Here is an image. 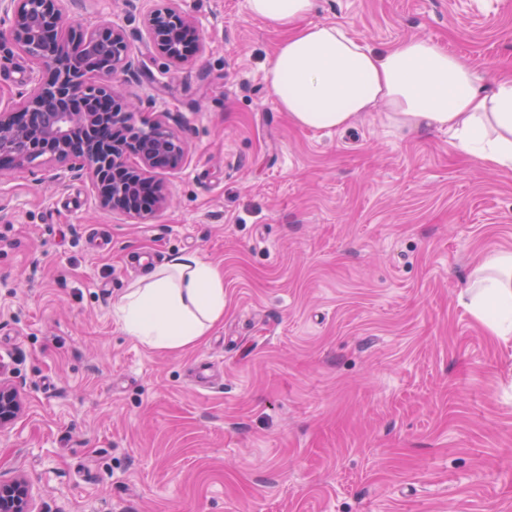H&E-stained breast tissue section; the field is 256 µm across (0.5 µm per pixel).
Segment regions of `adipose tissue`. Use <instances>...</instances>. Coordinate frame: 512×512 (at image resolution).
Returning a JSON list of instances; mask_svg holds the SVG:
<instances>
[{"label": "adipose tissue", "instance_id": "adipose-tissue-1", "mask_svg": "<svg viewBox=\"0 0 512 512\" xmlns=\"http://www.w3.org/2000/svg\"><path fill=\"white\" fill-rule=\"evenodd\" d=\"M314 0H249L251 15L281 34L267 86L291 122L344 130L366 112L403 130L446 132L453 150L493 172H512V75L487 77L431 40L377 49L344 24L312 23ZM459 302L490 335H512V251L487 255ZM125 333L151 348L192 345L224 318V275L178 254L133 283L116 304Z\"/></svg>", "mask_w": 512, "mask_h": 512}]
</instances>
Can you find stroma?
Returning <instances> with one entry per match:
<instances>
[{
    "label": "stroma",
    "instance_id": "35a3bbf8",
    "mask_svg": "<svg viewBox=\"0 0 512 512\" xmlns=\"http://www.w3.org/2000/svg\"><path fill=\"white\" fill-rule=\"evenodd\" d=\"M61 5L126 30L147 73L123 93L142 120L184 116L188 152L140 218L77 170L0 174V375L25 394L0 476L38 512H512V339L458 302L512 250V172L379 112L294 126L265 82L280 34L248 0H184L200 47L174 75L145 35L165 0ZM310 19L512 70V0H316ZM31 67L0 47V101ZM138 252L220 265L223 321L174 351L128 336Z\"/></svg>",
    "mask_w": 512,
    "mask_h": 512
}]
</instances>
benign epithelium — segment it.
Wrapping results in <instances>:
<instances>
[{"instance_id":"7a95c632","label":"benign epithelium","mask_w":512,"mask_h":512,"mask_svg":"<svg viewBox=\"0 0 512 512\" xmlns=\"http://www.w3.org/2000/svg\"><path fill=\"white\" fill-rule=\"evenodd\" d=\"M0 41L23 45L36 61L30 70L29 88L0 105V153L20 141L29 149L12 155L10 170L35 162L52 161L60 170L86 171L98 205L128 217H139L169 203L165 185L155 173L175 165L186 155V146L171 129L168 113L148 124L135 119L136 106L119 91L125 78H137L141 69L130 56L125 31L103 19L87 26L64 15L59 0H0ZM197 20L183 11L177 0L147 18L149 42L160 51L169 68L187 60L195 41ZM98 34L112 43V64L89 74L74 69L84 42ZM54 93L60 100L56 122L29 139L30 129L19 121L21 113ZM110 136L101 141L91 131L103 124ZM80 127L90 135L78 141L70 131ZM24 411V397L17 385L0 377V431L13 425ZM32 489L26 479H0V512H32Z\"/></svg>"}]
</instances>
